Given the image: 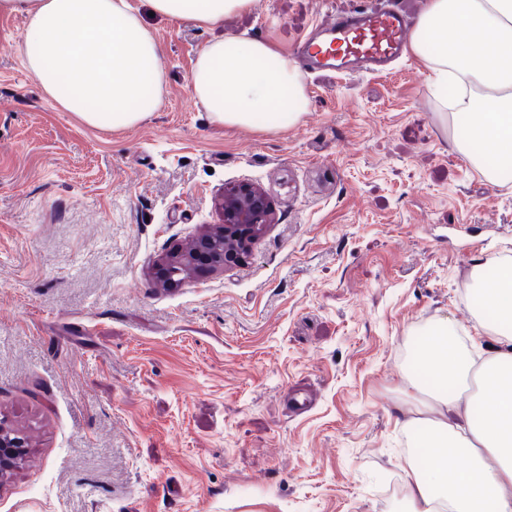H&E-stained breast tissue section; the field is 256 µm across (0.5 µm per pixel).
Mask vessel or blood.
<instances>
[{
    "mask_svg": "<svg viewBox=\"0 0 512 512\" xmlns=\"http://www.w3.org/2000/svg\"><path fill=\"white\" fill-rule=\"evenodd\" d=\"M411 27L410 15L390 5L336 16L320 30L325 44L311 39L301 46L303 69L346 76L388 72L406 53Z\"/></svg>",
    "mask_w": 512,
    "mask_h": 512,
    "instance_id": "obj_1",
    "label": "vessel or blood"
}]
</instances>
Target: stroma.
I'll use <instances>...</instances> for the list:
<instances>
[{
    "label": "stroma",
    "mask_w": 512,
    "mask_h": 512,
    "mask_svg": "<svg viewBox=\"0 0 512 512\" xmlns=\"http://www.w3.org/2000/svg\"><path fill=\"white\" fill-rule=\"evenodd\" d=\"M373 2L252 0L207 27L135 0L164 86L120 130L62 111L0 15V420L30 442L0 512H406L378 479L407 465L410 340L446 318L488 345L463 291L512 260V183L451 150L462 118L414 54L303 75L309 108L276 131L212 122L188 85L214 39L290 56ZM239 183L273 224L243 263L162 285Z\"/></svg>",
    "instance_id": "35a3bbf8"
}]
</instances>
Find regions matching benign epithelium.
I'll return each instance as SVG.
<instances>
[{"mask_svg":"<svg viewBox=\"0 0 512 512\" xmlns=\"http://www.w3.org/2000/svg\"><path fill=\"white\" fill-rule=\"evenodd\" d=\"M224 223L217 231L235 243V249L222 253L206 234L189 248L175 247L163 258L160 273L166 284H177L181 268H218L238 264L250 253L252 245L273 223V209L258 188L242 184L224 190ZM28 451L24 437L0 423V481L10 473Z\"/></svg>","mask_w":512,"mask_h":512,"instance_id":"1","label":"benign epithelium"}]
</instances>
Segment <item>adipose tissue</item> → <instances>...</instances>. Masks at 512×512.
Here are the masks:
<instances>
[{
    "mask_svg": "<svg viewBox=\"0 0 512 512\" xmlns=\"http://www.w3.org/2000/svg\"><path fill=\"white\" fill-rule=\"evenodd\" d=\"M173 21L213 26L250 0H148ZM0 13L27 23L20 48L44 93L83 124L130 128L161 102L158 44L133 0H0ZM410 45L435 74L440 105L448 81L466 91L459 110L472 137L501 167H512V0H429ZM194 99L212 121L277 129L297 123L309 100L290 58L259 39L226 36L207 43L189 75ZM495 320L483 361L454 338L447 321L426 334L421 360L432 388L405 375L430 419L413 442L427 460L410 465L401 485L407 512H512V265L483 285ZM482 404L484 419L470 411ZM467 466L449 471L448 456Z\"/></svg>",
    "mask_w": 512,
    "mask_h": 512,
    "instance_id": "obj_1",
    "label": "adipose tissue"
}]
</instances>
